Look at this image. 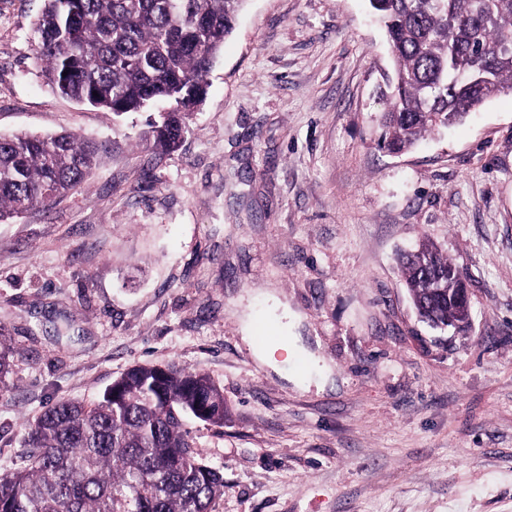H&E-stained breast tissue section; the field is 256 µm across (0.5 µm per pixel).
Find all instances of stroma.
I'll return each mask as SVG.
<instances>
[{
	"mask_svg": "<svg viewBox=\"0 0 512 512\" xmlns=\"http://www.w3.org/2000/svg\"><path fill=\"white\" fill-rule=\"evenodd\" d=\"M43 0H0V134L103 143L90 177L0 222V475L25 426L97 402L135 365L208 375L229 417L187 419L224 478L211 512H512V92L411 151L380 150L392 69L368 0H245L178 151L148 112L52 91ZM435 242L467 276L472 325L416 314L400 251ZM296 340L278 373L248 321Z\"/></svg>",
	"mask_w": 512,
	"mask_h": 512,
	"instance_id": "obj_1",
	"label": "stroma"
}]
</instances>
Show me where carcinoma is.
Here are the masks:
<instances>
[{
    "mask_svg": "<svg viewBox=\"0 0 512 512\" xmlns=\"http://www.w3.org/2000/svg\"><path fill=\"white\" fill-rule=\"evenodd\" d=\"M36 60L61 95L116 115L162 102L146 146L179 149L245 0H43ZM393 56L381 145L399 153L512 92V0H369ZM67 76H62V73ZM103 147L73 134L0 136V221L79 187ZM421 321L467 303L458 265L424 241L398 256ZM15 351L0 330V383ZM207 375L134 366L93 404L60 401L27 425L26 466L0 476V512H209L224 478L200 463L186 417L224 424Z\"/></svg>",
    "mask_w": 512,
    "mask_h": 512,
    "instance_id": "1",
    "label": "carcinoma"
}]
</instances>
